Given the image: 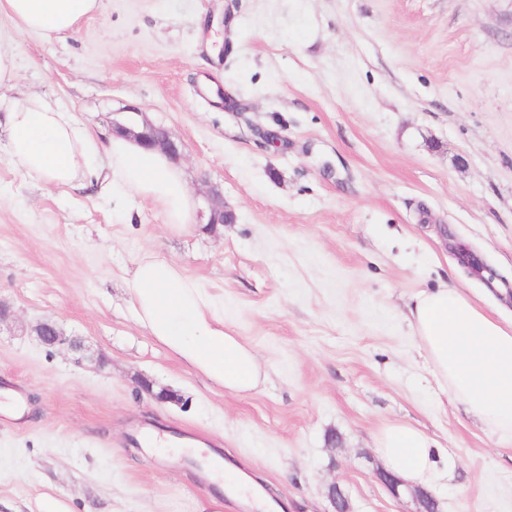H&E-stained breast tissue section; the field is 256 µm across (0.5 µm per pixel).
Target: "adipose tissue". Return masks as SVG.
Returning <instances> with one entry per match:
<instances>
[{
  "mask_svg": "<svg viewBox=\"0 0 512 512\" xmlns=\"http://www.w3.org/2000/svg\"><path fill=\"white\" fill-rule=\"evenodd\" d=\"M102 0H0V17L22 31L65 35L99 12ZM8 162L45 189L92 178V160L105 154L112 199L139 196L159 204L171 228L184 227L191 209L178 164L137 141L106 131L91 134L73 113L36 93L8 102ZM139 321L149 333L226 389L257 388L263 373L255 353L224 329L206 294L178 267L144 257L132 273ZM407 321L430 372L452 398L512 442V322L487 315L457 288L420 292ZM378 450L388 469L427 486L437 476L429 438L407 425L384 429Z\"/></svg>",
  "mask_w": 512,
  "mask_h": 512,
  "instance_id": "obj_1",
  "label": "adipose tissue"
}]
</instances>
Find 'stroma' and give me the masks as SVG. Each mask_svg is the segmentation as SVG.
Instances as JSON below:
<instances>
[{
	"label": "stroma",
	"instance_id": "stroma-1",
	"mask_svg": "<svg viewBox=\"0 0 512 512\" xmlns=\"http://www.w3.org/2000/svg\"><path fill=\"white\" fill-rule=\"evenodd\" d=\"M0 43V100L163 127L197 210L173 230L150 201L49 191L0 154V512H255L212 456L268 512H332L333 482L352 512H415L378 478L394 424L432 440L440 512H512V446L403 318L444 283L512 318V0H103L73 34L2 18ZM216 85L243 111L202 95ZM212 185L234 223H201ZM147 252L197 282L264 384L227 390L139 324ZM44 319L106 366L43 345ZM232 485L236 487L237 497L247 500L252 499V506L254 508L262 509L269 507L268 500L263 497H256L251 493V487L244 480L241 472L229 468L224 470V487Z\"/></svg>",
	"mask_w": 512,
	"mask_h": 512
}]
</instances>
